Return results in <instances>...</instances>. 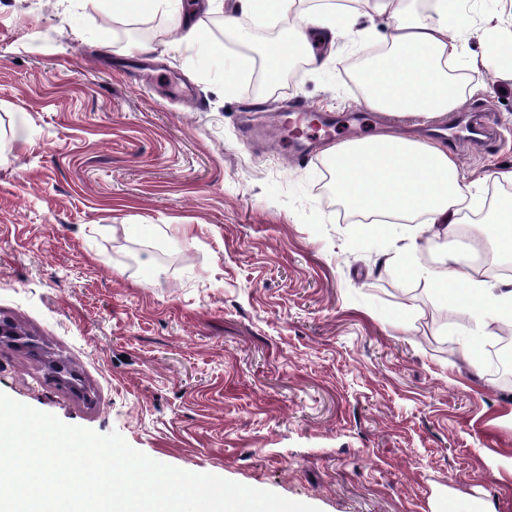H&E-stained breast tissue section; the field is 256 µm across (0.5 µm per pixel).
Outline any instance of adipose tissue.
I'll return each mask as SVG.
<instances>
[{
	"label": "adipose tissue",
	"mask_w": 512,
	"mask_h": 512,
	"mask_svg": "<svg viewBox=\"0 0 512 512\" xmlns=\"http://www.w3.org/2000/svg\"><path fill=\"white\" fill-rule=\"evenodd\" d=\"M100 11L115 18L169 12L177 17L178 43L192 48L200 28L177 16L178 0H91ZM368 14H386L393 21L386 39L388 51L366 70L362 104L374 112L430 120L455 112L465 104L464 94L448 77L452 66L485 71L494 80L512 81V28L503 20L485 29L487 49L467 50L469 33L460 21L457 0H429V11L412 10L407 0H365ZM296 0H236L238 15L225 16L235 26L239 15L287 20L285 38L265 52V70L276 80L291 55L319 65L309 35L319 31L329 43L357 34L359 44L371 42V27H358L353 11L335 4L307 10ZM331 191L348 210L361 213L377 228L424 219L433 237H448L466 223L478 204L459 181L458 158L436 144L409 133L377 134L344 141L324 152ZM476 252L467 243L444 251L430 273L429 283L440 300L454 308L494 315L512 324V289L478 279L473 269Z\"/></svg>",
	"instance_id": "ef3b65f1"
}]
</instances>
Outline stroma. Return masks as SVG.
I'll return each instance as SVG.
<instances>
[{
	"label": "stroma",
	"instance_id": "stroma-1",
	"mask_svg": "<svg viewBox=\"0 0 512 512\" xmlns=\"http://www.w3.org/2000/svg\"><path fill=\"white\" fill-rule=\"evenodd\" d=\"M182 8L223 62L177 46L165 13L0 0V318L34 342L0 341V393L320 512H512L494 328L398 270L403 225L361 230L322 155L239 137L244 110L264 125L295 100L377 134L357 46L257 96L255 58L223 31L235 0ZM464 81L462 112L418 129L485 113L493 136L451 148L484 198L478 175L512 167V82Z\"/></svg>",
	"mask_w": 512,
	"mask_h": 512
}]
</instances>
